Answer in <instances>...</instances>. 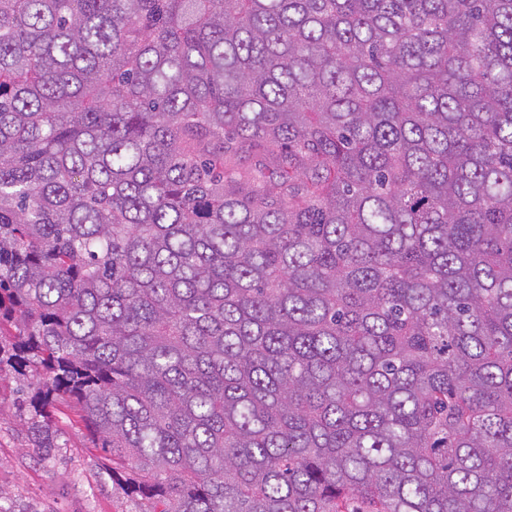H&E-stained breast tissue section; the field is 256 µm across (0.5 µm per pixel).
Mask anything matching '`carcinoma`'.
<instances>
[{
    "label": "carcinoma",
    "mask_w": 512,
    "mask_h": 512,
    "mask_svg": "<svg viewBox=\"0 0 512 512\" xmlns=\"http://www.w3.org/2000/svg\"><path fill=\"white\" fill-rule=\"evenodd\" d=\"M3 372L143 512H512V0H0Z\"/></svg>",
    "instance_id": "cac0c4a2"
}]
</instances>
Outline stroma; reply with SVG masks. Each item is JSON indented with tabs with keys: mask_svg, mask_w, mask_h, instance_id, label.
Here are the masks:
<instances>
[{
	"mask_svg": "<svg viewBox=\"0 0 512 512\" xmlns=\"http://www.w3.org/2000/svg\"><path fill=\"white\" fill-rule=\"evenodd\" d=\"M37 381L0 377V506L10 512H142L102 467L104 451L92 447L80 417L66 405L55 414V447L41 453L28 438L31 415L19 409L20 394H34Z\"/></svg>",
	"mask_w": 512,
	"mask_h": 512,
	"instance_id": "1",
	"label": "stroma"
}]
</instances>
